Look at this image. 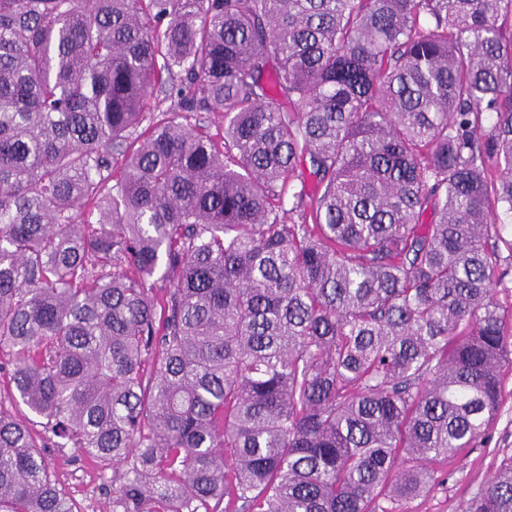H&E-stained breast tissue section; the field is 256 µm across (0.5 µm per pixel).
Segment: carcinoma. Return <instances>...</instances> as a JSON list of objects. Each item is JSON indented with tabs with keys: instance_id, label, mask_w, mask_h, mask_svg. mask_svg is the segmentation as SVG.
<instances>
[{
	"instance_id": "1",
	"label": "carcinoma",
	"mask_w": 512,
	"mask_h": 512,
	"mask_svg": "<svg viewBox=\"0 0 512 512\" xmlns=\"http://www.w3.org/2000/svg\"><path fill=\"white\" fill-rule=\"evenodd\" d=\"M504 224L512 0H0V512H73L48 448L112 512H407L499 412ZM48 454L57 481L78 512H112L106 486L112 469H103L97 460L74 448H48Z\"/></svg>"
}]
</instances>
